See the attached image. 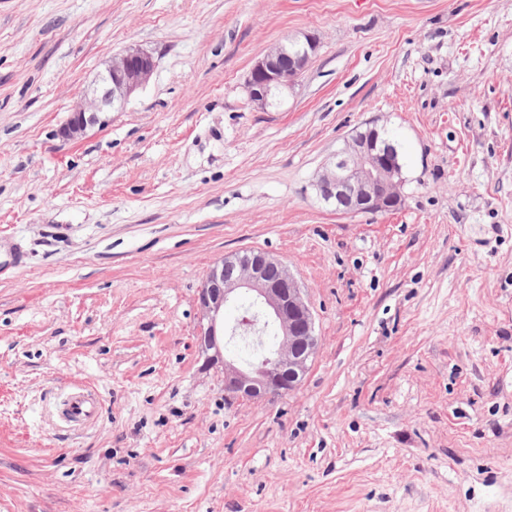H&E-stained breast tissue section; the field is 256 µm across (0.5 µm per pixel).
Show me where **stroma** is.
Returning a JSON list of instances; mask_svg holds the SVG:
<instances>
[{"mask_svg": "<svg viewBox=\"0 0 512 512\" xmlns=\"http://www.w3.org/2000/svg\"><path fill=\"white\" fill-rule=\"evenodd\" d=\"M304 33L259 109L252 65ZM132 44L151 80L63 139ZM370 124L402 202L342 214L316 182ZM0 232V512H512V0H0ZM245 250L319 349L230 402L198 290ZM290 46H297L298 49L291 53L288 51ZM317 48L316 39L309 35H304L303 39L289 38L255 61L249 73L247 87L258 108H267L272 91L282 93L295 84ZM97 411L94 397L85 389L78 388L67 400L65 417L70 422L84 423L92 420Z\"/></svg>", "mask_w": 512, "mask_h": 512, "instance_id": "1", "label": "stroma"}]
</instances>
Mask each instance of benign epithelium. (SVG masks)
Segmentation results:
<instances>
[{
    "mask_svg": "<svg viewBox=\"0 0 512 512\" xmlns=\"http://www.w3.org/2000/svg\"><path fill=\"white\" fill-rule=\"evenodd\" d=\"M316 39L306 35L289 38L253 64L247 82L252 101L264 110L271 92L282 93L295 84L316 53ZM156 67L154 54L139 45H129L105 63L96 77L101 96L76 106L61 134L74 139L96 124L101 114L121 112L131 95L145 86ZM400 170L387 142L376 127L354 136L336 152L318 179L322 199L344 212H378L401 203ZM236 271L233 277L224 271ZM253 295L265 324L276 330V343L258 363L239 368L221 352L217 320L233 296ZM201 320V351H213L211 362L224 364V394L258 398L294 390L318 348L314 318L297 280L282 261L262 251H244L213 262L198 295ZM256 323L250 309L242 310L234 324L224 330H248Z\"/></svg>",
    "mask_w": 512,
    "mask_h": 512,
    "instance_id": "7a95c632",
    "label": "benign epithelium"
}]
</instances>
